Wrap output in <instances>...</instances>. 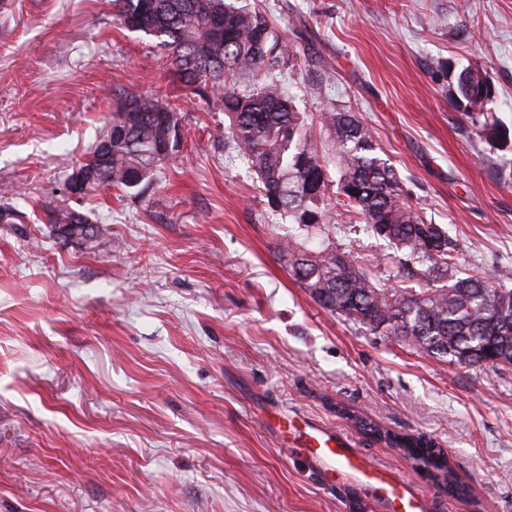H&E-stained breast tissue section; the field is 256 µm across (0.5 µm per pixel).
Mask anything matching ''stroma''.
<instances>
[{
	"mask_svg": "<svg viewBox=\"0 0 512 512\" xmlns=\"http://www.w3.org/2000/svg\"><path fill=\"white\" fill-rule=\"evenodd\" d=\"M290 52L269 75L297 111L371 127L408 204L463 268L512 271V142L454 99L467 67L512 132V0H236ZM170 91L184 138L139 197L68 196L67 177L130 93ZM218 102L175 87L166 53L111 0H0V512H383L288 450L324 425L425 495L427 512H512V368L433 358L322 308L281 250L269 204L224 138ZM330 176L312 216L380 288L386 242L351 222ZM99 226L60 238L58 205ZM373 423L447 454L460 493Z\"/></svg>",
	"mask_w": 512,
	"mask_h": 512,
	"instance_id": "35a3bbf8",
	"label": "stroma"
}]
</instances>
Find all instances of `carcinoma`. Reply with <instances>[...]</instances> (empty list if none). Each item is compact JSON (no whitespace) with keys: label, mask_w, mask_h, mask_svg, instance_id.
<instances>
[{"label":"carcinoma","mask_w":512,"mask_h":512,"mask_svg":"<svg viewBox=\"0 0 512 512\" xmlns=\"http://www.w3.org/2000/svg\"><path fill=\"white\" fill-rule=\"evenodd\" d=\"M116 18L166 51L173 80L196 90L205 100L221 102L229 119L224 137L254 171L277 211L305 219L322 196L329 169L339 175L342 204L388 245L404 252L405 264L440 281L434 288H376L355 260L331 245L310 250L287 243L294 279L326 310L372 330L387 327L431 356L467 367H512V288L508 278L485 270L460 275L456 246L448 234L406 204L393 165L376 153L369 127L352 112L330 111L321 122L329 131L328 151L318 152L313 124L296 111L274 84L248 94L237 90L240 77L255 79L279 64L288 44L273 35L261 15L229 0H112ZM485 88L478 70L457 76L456 97L465 104L472 125L487 137L508 141L506 132L480 121L474 97ZM180 117L169 95L158 91L121 100L112 121V144L96 145L76 172L89 170L87 190L115 188L139 196L151 185L161 155L162 117ZM137 180H130L131 173ZM48 221L68 238L85 242L83 231L98 225L60 205ZM372 435L409 449L413 458L448 478L452 492H463L441 450L422 438L398 436L371 426Z\"/></svg>","instance_id":"carcinoma-1"}]
</instances>
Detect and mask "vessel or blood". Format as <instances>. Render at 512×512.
Here are the masks:
<instances>
[{
	"mask_svg": "<svg viewBox=\"0 0 512 512\" xmlns=\"http://www.w3.org/2000/svg\"><path fill=\"white\" fill-rule=\"evenodd\" d=\"M301 451L318 467L351 478L371 488L385 512H425L426 499L396 482L385 470L372 467L352 448L349 439L324 427H308Z\"/></svg>",
	"mask_w": 512,
	"mask_h": 512,
	"instance_id": "b4317fda",
	"label": "vessel or blood"
}]
</instances>
